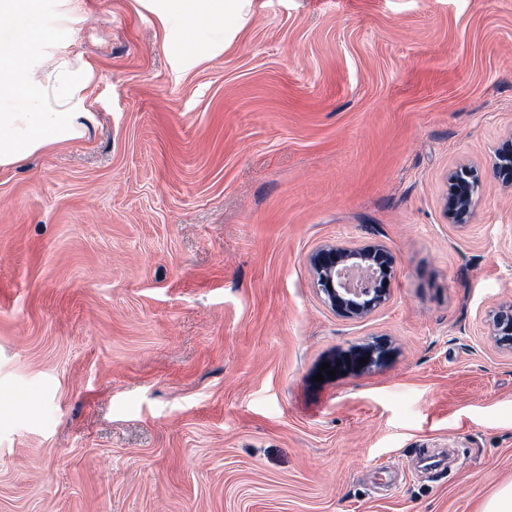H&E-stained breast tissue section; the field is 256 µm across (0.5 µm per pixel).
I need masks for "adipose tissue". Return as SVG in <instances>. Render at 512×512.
Wrapping results in <instances>:
<instances>
[{"label":"adipose tissue","instance_id":"1","mask_svg":"<svg viewBox=\"0 0 512 512\" xmlns=\"http://www.w3.org/2000/svg\"><path fill=\"white\" fill-rule=\"evenodd\" d=\"M46 21L42 0H0V167L83 136L92 69L63 39L80 0H57Z\"/></svg>","mask_w":512,"mask_h":512}]
</instances>
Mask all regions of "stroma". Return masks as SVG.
Wrapping results in <instances>:
<instances>
[{
    "label": "stroma",
    "mask_w": 512,
    "mask_h": 512,
    "mask_svg": "<svg viewBox=\"0 0 512 512\" xmlns=\"http://www.w3.org/2000/svg\"><path fill=\"white\" fill-rule=\"evenodd\" d=\"M85 135L0 168V512H482L512 483V0H82ZM385 244L353 321L308 258ZM392 363L331 383L329 352ZM238 0H225L224 11L218 12L213 10L202 11H187L182 14V23L184 31V40L190 44L195 45L194 36L197 31L211 23L224 21H234L239 13L235 2ZM489 174L502 186L512 188V137L503 140L495 149L491 167L479 165L456 167L446 175V192L443 198V215L449 224H471L476 215ZM488 336L501 351L512 354V302L503 303L490 311L487 319ZM395 348L392 343L384 338L367 339L359 343L350 345L343 349L339 348L328 354L317 366L316 376L321 373L324 381H334L336 377L346 375L362 376L380 370L387 366L393 359ZM367 357L366 364H359V358ZM323 363H330V369L319 371ZM336 368L335 379H331L326 371Z\"/></svg>",
    "instance_id": "1"
}]
</instances>
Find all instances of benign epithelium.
I'll list each match as a JSON object with an SVG mask.
<instances>
[{
    "mask_svg": "<svg viewBox=\"0 0 512 512\" xmlns=\"http://www.w3.org/2000/svg\"><path fill=\"white\" fill-rule=\"evenodd\" d=\"M493 176L502 186L512 188V137L495 149L491 167L465 165L446 175L443 215L450 224H471L476 215L479 197L485 181ZM314 273V285L323 295L324 304L336 315L363 320L383 307L390 299L396 259L382 243L375 241L362 246L322 245L309 256ZM351 265L364 270L360 285L344 281ZM488 336L496 347L512 354V302L503 303L490 311L487 319ZM395 348L384 338L367 339L345 349L328 354L323 362L336 369V376L346 373L362 376L380 370L393 359ZM367 358V363L359 359Z\"/></svg>",
    "mask_w": 512,
    "mask_h": 512,
    "instance_id": "7a95c632",
    "label": "benign epithelium"
}]
</instances>
